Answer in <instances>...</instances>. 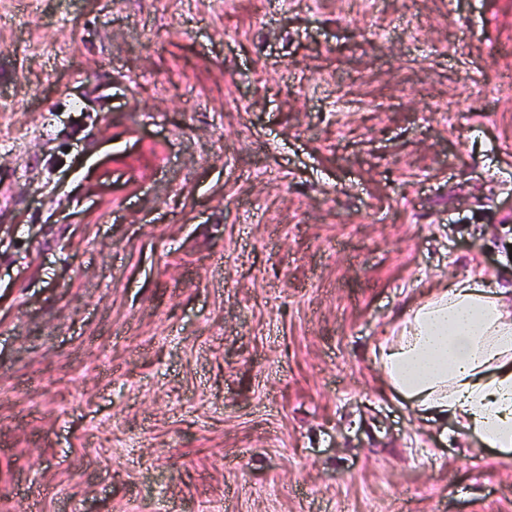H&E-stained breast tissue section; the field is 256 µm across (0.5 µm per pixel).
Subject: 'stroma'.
<instances>
[{
    "instance_id": "35a3bbf8",
    "label": "stroma",
    "mask_w": 512,
    "mask_h": 512,
    "mask_svg": "<svg viewBox=\"0 0 512 512\" xmlns=\"http://www.w3.org/2000/svg\"><path fill=\"white\" fill-rule=\"evenodd\" d=\"M512 269V0H0V512H512L382 392Z\"/></svg>"
}]
</instances>
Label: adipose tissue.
Wrapping results in <instances>:
<instances>
[{
  "instance_id": "1",
  "label": "adipose tissue",
  "mask_w": 512,
  "mask_h": 512,
  "mask_svg": "<svg viewBox=\"0 0 512 512\" xmlns=\"http://www.w3.org/2000/svg\"><path fill=\"white\" fill-rule=\"evenodd\" d=\"M375 358L393 401L512 458V286L480 273L439 281L409 299Z\"/></svg>"
}]
</instances>
